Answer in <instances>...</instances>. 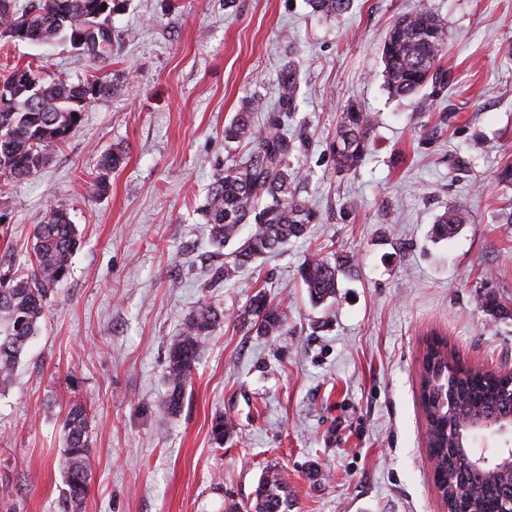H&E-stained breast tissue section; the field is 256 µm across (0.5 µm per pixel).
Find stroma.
<instances>
[{
	"label": "stroma",
	"instance_id": "obj_1",
	"mask_svg": "<svg viewBox=\"0 0 512 512\" xmlns=\"http://www.w3.org/2000/svg\"><path fill=\"white\" fill-rule=\"evenodd\" d=\"M419 8L448 29L445 78L389 95L388 28ZM301 72L288 122L296 186L319 220L229 282L227 248L202 209L215 176L248 147L224 127L250 110L267 125L280 70ZM112 84L44 166L0 187V262L32 256L47 205L69 206L80 245L63 288L11 379L0 384V512H72L58 459L62 420L90 415L84 512H248L263 469L288 483V512H447L420 404L428 342L471 368L512 370V0H352L340 18L309 0H116L112 49L98 57L0 36V77L16 66ZM373 119L370 156L337 172L328 144L346 106ZM123 163L92 195L103 152ZM451 207L469 221L431 228ZM339 251L356 267L336 301L313 307L299 269ZM266 289L287 324L241 327ZM506 306L490 317L480 300ZM224 314L207 336L181 412L164 418L168 348L202 304ZM223 416V444L211 423ZM468 216L462 208H452L440 215L435 224H433V234L441 239L448 240L454 238L461 227L467 224Z\"/></svg>",
	"mask_w": 512,
	"mask_h": 512
}]
</instances>
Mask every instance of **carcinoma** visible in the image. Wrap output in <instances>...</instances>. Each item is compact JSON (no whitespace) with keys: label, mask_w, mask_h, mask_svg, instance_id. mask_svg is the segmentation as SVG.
Listing matches in <instances>:
<instances>
[{"label":"carcinoma","mask_w":512,"mask_h":512,"mask_svg":"<svg viewBox=\"0 0 512 512\" xmlns=\"http://www.w3.org/2000/svg\"><path fill=\"white\" fill-rule=\"evenodd\" d=\"M351 0H310L322 16L341 17ZM101 0H37L34 5L0 0V34L20 41L49 45L60 38L84 53L95 55L111 45L99 41L76 43L81 33L105 21ZM448 48L447 29L440 16L426 8L402 15L388 30L383 46L384 83L395 97L416 95L429 81L440 76L436 64ZM112 91V84L89 79L73 81L67 76L50 80L30 66L15 67L0 79V180H21L36 173L46 160L47 148L67 141L81 123L86 107ZM298 71L294 61L280 73L276 106L278 116L268 127L258 129L251 113L238 112L224 127V139L253 145L241 166L218 174L203 209L213 241L237 244L231 260L224 262V280L242 268L299 239L316 223L312 206L292 191L304 179L288 163L291 151L282 126L295 112ZM371 116L355 105L343 109L330 152L341 172H356L370 152ZM122 154L107 151L100 160V173L92 183L95 195L106 193L109 173ZM462 208H452L433 224V234L454 238L467 224ZM30 268L0 272V382L7 381L27 343L37 333L50 296L67 280L71 258L79 246L76 225L67 205L55 202L43 220L33 225ZM351 259L325 256L307 260L301 280L312 304L336 299L338 275ZM222 321L209 305H203L184 323L168 350V393L163 413L181 411L186 386L198 362L201 344ZM285 314L279 304L260 290L239 322L260 336L281 331ZM426 418L429 455L435 460L434 479L448 512H504L512 488L498 467L512 457V448H497L477 430L465 443L458 431L466 416L480 414L499 421L498 434L512 433V377L463 367L447 346L433 341L426 349L420 386ZM63 453L59 466L67 486V497L79 512L85 503L92 474L88 436V414L80 402L70 404L62 423ZM254 512H288V483L274 467L259 478Z\"/></svg>","instance_id":"1"}]
</instances>
